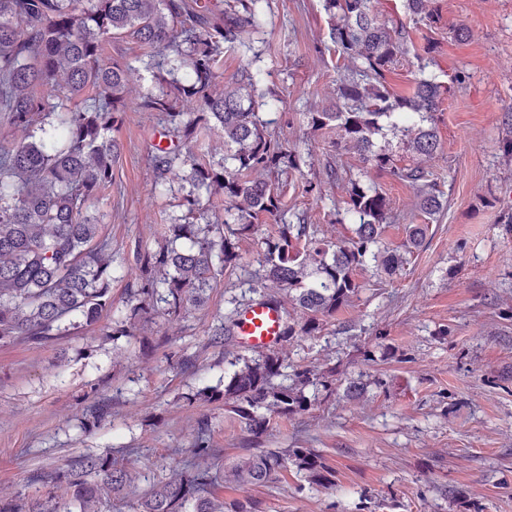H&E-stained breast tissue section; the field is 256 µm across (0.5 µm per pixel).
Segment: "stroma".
I'll return each instance as SVG.
<instances>
[{
    "label": "stroma",
    "mask_w": 512,
    "mask_h": 512,
    "mask_svg": "<svg viewBox=\"0 0 512 512\" xmlns=\"http://www.w3.org/2000/svg\"><path fill=\"white\" fill-rule=\"evenodd\" d=\"M371 7L414 25L413 50L387 75L394 91H411L422 68L441 82L462 77L434 114L436 153L407 151L399 130L377 140L395 165L421 168L436 182L444 209L426 216L417 186L343 148L336 128H309L306 113L331 108L350 61L328 39L322 0H265L255 64L266 94L260 114L304 165L281 176L287 190L278 218L238 240L239 266L177 318L132 317L143 282L129 268L136 251H160L166 225L184 216L191 166L156 177L150 151L163 125L139 107L142 93L160 85L158 71L144 66L151 50L128 34L104 41L103 60L129 69L126 110L112 131L120 145L112 186L94 202L112 241V309L65 338L0 346V501H44L32 471L93 454L117 459L133 478L101 512H135L141 495L191 456L206 416L214 452L194 458L199 468L221 472L245 454L308 448L336 472L327 489L292 465L264 484L222 488L228 502L253 498L262 512H512V155L499 148L512 137V0H431L434 23L411 22L401 0ZM352 177L390 202L385 246L403 249L409 224L427 225L426 237L395 273L367 260L348 306L319 332L279 345L275 386L315 368L332 371L333 385L316 390L308 411L272 418L253 435L230 405L195 394L223 388L255 356L238 344L231 314L234 303L281 291L262 277L259 238L297 215L318 237L351 238ZM122 327L130 335L103 334ZM353 383L362 390L350 398ZM96 399L111 413L92 426L85 409Z\"/></svg>",
    "instance_id": "1"
}]
</instances>
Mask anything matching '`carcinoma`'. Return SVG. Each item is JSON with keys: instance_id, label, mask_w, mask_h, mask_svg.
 Here are the masks:
<instances>
[{"instance_id": "cac0c4a2", "label": "carcinoma", "mask_w": 512, "mask_h": 512, "mask_svg": "<svg viewBox=\"0 0 512 512\" xmlns=\"http://www.w3.org/2000/svg\"><path fill=\"white\" fill-rule=\"evenodd\" d=\"M264 0H230L219 9L211 0H0V112L9 123L39 131L37 139L0 146V344L41 342L67 336L71 330L98 322L112 308V240L100 233L91 201L112 185V162L119 144L112 127L124 111L126 70L101 59L102 41L132 33L157 49L163 59L150 66L176 62L188 69L168 91L149 90L142 96L143 112H156L177 139L173 146H153L152 163L162 177L176 163L187 162L181 145L203 131H216L228 146L217 164L192 163L194 190L182 198L183 224L168 225L166 249L145 255L136 270L144 277L155 268L163 278L141 288L144 299L132 308L137 316L146 308L164 304V314L178 316L202 301L213 279L238 264L231 237H249L259 225L281 210L282 186L272 176L300 167L299 156L268 133L256 111L259 80L248 76L249 91L217 89V69L224 50L251 44L244 34L260 32ZM429 0H404L406 13L432 20ZM329 18V39L335 50L361 61L353 75L340 79L333 108L311 113V126H336L342 141L355 148L364 162L392 167L402 180L415 184L425 178L418 168L396 167L376 146L387 128L408 132L407 148L431 155L438 148L435 129L425 126L437 111L441 97L453 95L461 78L448 85L433 75H421L413 94L391 90L386 73L409 37L375 14L370 0H323ZM39 87H58L63 98L50 104ZM96 92L94 103L83 95ZM63 110L56 125L46 118ZM224 194V221L204 224L199 189ZM419 209L434 216L443 209V194L425 189ZM347 213L357 228L355 236L335 244L310 234L305 222L279 224L272 235L261 238L265 276L288 290V301L300 310L299 332L311 335L323 319L348 305L359 285L354 273L367 258H381L393 270L402 256L381 248L389 203L376 190L351 182ZM427 225L406 227V247L417 248ZM295 326L285 329L291 338ZM281 360L265 354L234 372L224 392H198L206 400L224 397L246 429L259 435L270 417L292 416L312 406L309 386L324 374L306 369L292 387L276 388ZM109 413L98 400L85 418L97 425ZM207 417L199 420L193 447L196 455L216 449L205 445ZM321 486L333 484L335 471L322 457L306 448L287 453L265 451L243 457L226 474L196 468L186 461L166 482L153 486L138 501V512H261L260 502L225 503L216 486L232 483L250 486L266 483L287 469L288 462ZM63 480L66 497L48 496L37 512H101L99 505L131 482L129 473L112 458L80 456L64 471L38 470L30 482L49 487Z\"/></svg>"}]
</instances>
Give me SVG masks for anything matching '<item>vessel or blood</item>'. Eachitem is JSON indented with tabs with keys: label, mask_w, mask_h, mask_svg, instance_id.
<instances>
[{
	"label": "vessel or blood",
	"mask_w": 512,
	"mask_h": 512,
	"mask_svg": "<svg viewBox=\"0 0 512 512\" xmlns=\"http://www.w3.org/2000/svg\"><path fill=\"white\" fill-rule=\"evenodd\" d=\"M285 325L286 317L282 308L258 300L239 311L234 334L243 347L264 350L281 343Z\"/></svg>",
	"instance_id": "b4317fda"
}]
</instances>
